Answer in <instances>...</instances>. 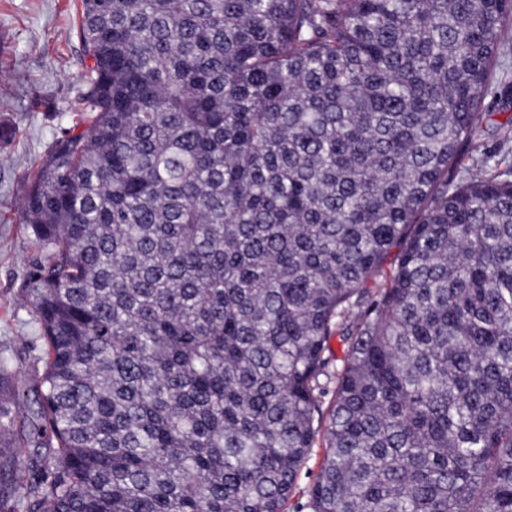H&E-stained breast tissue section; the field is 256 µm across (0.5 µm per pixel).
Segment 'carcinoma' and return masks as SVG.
Here are the masks:
<instances>
[{
	"label": "carcinoma",
	"mask_w": 512,
	"mask_h": 512,
	"mask_svg": "<svg viewBox=\"0 0 512 512\" xmlns=\"http://www.w3.org/2000/svg\"><path fill=\"white\" fill-rule=\"evenodd\" d=\"M78 36L22 204L26 512H285L320 445L310 512H512V160L473 155L512 0H81ZM26 405L1 368L3 479Z\"/></svg>",
	"instance_id": "obj_1"
}]
</instances>
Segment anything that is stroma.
I'll return each mask as SVG.
<instances>
[{"mask_svg": "<svg viewBox=\"0 0 512 512\" xmlns=\"http://www.w3.org/2000/svg\"><path fill=\"white\" fill-rule=\"evenodd\" d=\"M80 0H0V118L16 134L0 148V367L30 393L43 372L40 328L21 285L34 253L21 203L29 176L70 125L87 62L75 21ZM482 110V150L498 151L497 123L512 117V44L498 56Z\"/></svg>", "mask_w": 512, "mask_h": 512, "instance_id": "stroma-1", "label": "stroma"}]
</instances>
